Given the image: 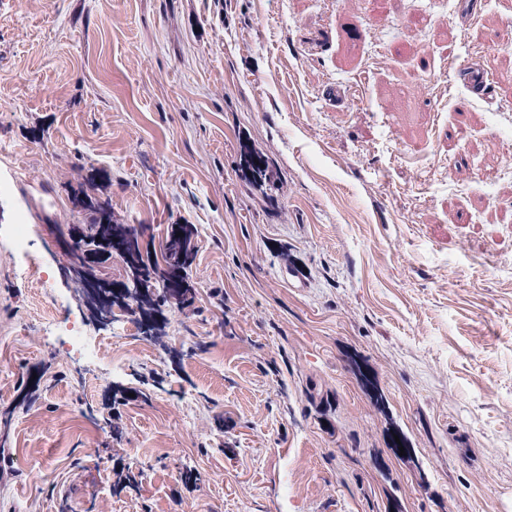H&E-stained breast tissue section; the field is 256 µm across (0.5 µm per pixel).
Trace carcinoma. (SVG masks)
<instances>
[{
	"instance_id": "1",
	"label": "carcinoma",
	"mask_w": 512,
	"mask_h": 512,
	"mask_svg": "<svg viewBox=\"0 0 512 512\" xmlns=\"http://www.w3.org/2000/svg\"><path fill=\"white\" fill-rule=\"evenodd\" d=\"M81 206L87 218L84 224H74L71 233L77 247L84 256L108 258L117 254L125 265L126 280L114 289L112 305L127 311L141 307L145 302H168L177 304L188 300L194 293L190 282V269L194 256L190 246L191 229L187 224H176L165 241L163 265L147 257L141 241V233L128 224L112 222L108 201L86 196ZM139 284V291H124L131 282Z\"/></svg>"
}]
</instances>
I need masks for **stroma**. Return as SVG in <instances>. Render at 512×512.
Returning a JSON list of instances; mask_svg holds the SVG:
<instances>
[{"instance_id":"1","label":"stroma","mask_w":512,"mask_h":512,"mask_svg":"<svg viewBox=\"0 0 512 512\" xmlns=\"http://www.w3.org/2000/svg\"><path fill=\"white\" fill-rule=\"evenodd\" d=\"M464 2L0 0V512H512V0ZM85 191L194 229L153 333L76 290ZM475 63H477L476 60H470L463 65L457 66L456 74L473 94L480 96L492 86V81L495 77L484 68H477Z\"/></svg>"}]
</instances>
